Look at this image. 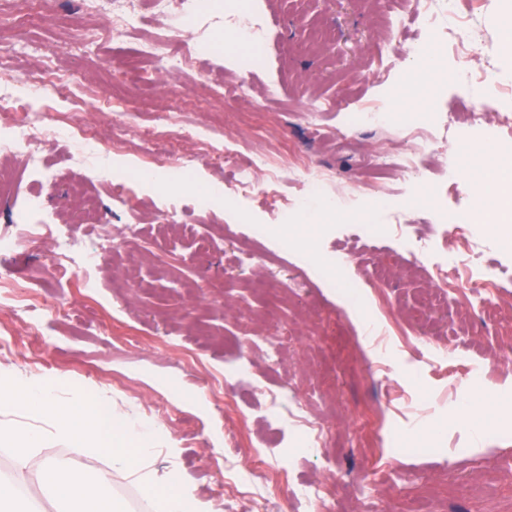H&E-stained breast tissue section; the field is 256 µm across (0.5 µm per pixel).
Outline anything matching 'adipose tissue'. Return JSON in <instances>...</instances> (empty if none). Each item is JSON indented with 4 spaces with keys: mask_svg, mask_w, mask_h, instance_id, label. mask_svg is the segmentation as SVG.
I'll return each instance as SVG.
<instances>
[{
    "mask_svg": "<svg viewBox=\"0 0 512 512\" xmlns=\"http://www.w3.org/2000/svg\"><path fill=\"white\" fill-rule=\"evenodd\" d=\"M507 177L512 178V160L504 158L498 166L471 181L473 188L492 201L490 216L500 224L512 221V199L495 194L496 182ZM66 385L63 378L52 385L40 380L28 382L13 394L0 395V411L18 407L57 420V431L62 439L78 444L95 443L98 452L110 455L113 470L137 472L142 490L158 498L161 512H208V504L197 499L187 485L165 493L155 473L136 468V461L146 459L152 453L157 430L142 428L127 418L100 414L88 402L67 412L55 411L53 393ZM39 479L56 500L71 505L73 512H123L121 502L112 495L104 476H92L50 461L43 466Z\"/></svg>",
    "mask_w": 512,
    "mask_h": 512,
    "instance_id": "ef3b65f1",
    "label": "adipose tissue"
}]
</instances>
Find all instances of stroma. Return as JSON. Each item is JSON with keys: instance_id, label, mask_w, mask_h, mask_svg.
<instances>
[{"instance_id": "1", "label": "stroma", "mask_w": 512, "mask_h": 512, "mask_svg": "<svg viewBox=\"0 0 512 512\" xmlns=\"http://www.w3.org/2000/svg\"><path fill=\"white\" fill-rule=\"evenodd\" d=\"M0 40L22 42L70 75L69 92L83 108L76 120L122 141V152L99 162H73L65 148L48 150L46 177H23L24 189L42 194L55 223L66 225L80 247L127 239L123 252H105L90 272L61 277L50 252L20 241L0 254V379H66L58 408L78 400L105 403L114 415L135 414L157 423L151 466L166 487L190 485L211 512H300L298 485L336 481L333 512H362L361 490L373 489L375 512H407L419 498L422 512H512V280L491 289L486 307L460 319L466 280L438 306L426 303L433 279L415 270L402 240L408 225L427 231L458 216L474 221L473 246L489 261L512 266L511 224H491L487 208L455 206L452 178L479 176L488 159L482 132L457 123L467 95L462 85L473 61L420 37L410 0H268L265 63L235 70L214 60L224 76L252 89L250 98L214 96L195 75L161 72L148 88L129 73L136 36L104 37L84 45L90 13L79 0H8ZM482 34L475 52L512 81V0H478L467 17ZM118 95L135 121L113 120L102 101ZM340 102V112L314 103ZM378 106L387 112H434L442 136L434 152L447 169L421 184L427 211L411 208L404 185L391 180L363 189L375 151L392 155L412 146L402 125H344L345 108ZM212 120L224 139H238L241 154L256 147L281 155L286 166L260 205L224 199L202 202L199 189L223 186L228 170L205 160L200 187L143 181L115 192L105 171L129 167L139 153V128L157 113ZM310 158L329 177L322 197L341 213L319 211L289 170L294 156ZM321 197V198H322ZM176 221L160 212L162 202ZM290 224L288 235L252 240L256 224ZM23 276L31 287L21 302L8 284ZM341 287L326 288V279ZM454 345L450 358L434 347ZM250 361L256 381L225 383L227 365ZM287 394L324 423L329 443L322 458L301 447L302 431L288 430L273 457L290 458L288 471L271 470L248 501L224 487V430L238 432L235 463L252 466L267 426L264 394ZM483 402L489 437L474 447L460 418L466 398ZM36 432L42 444L25 470L0 445V478L23 487L31 512H55L38 480L57 460L105 475L112 491L140 497V512H157L154 499L107 455L73 447L57 437L53 421L23 410L0 413V428ZM176 456H169V449Z\"/></svg>"}]
</instances>
